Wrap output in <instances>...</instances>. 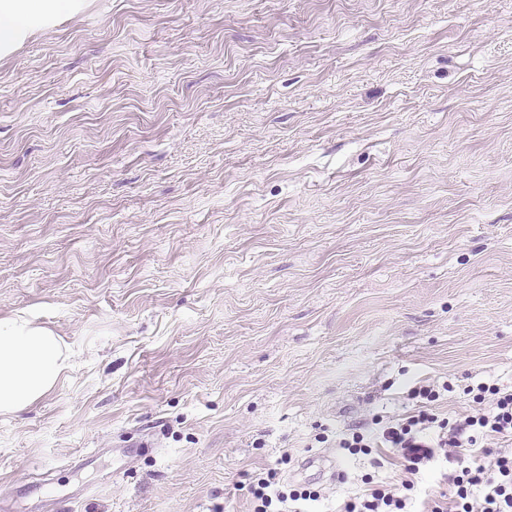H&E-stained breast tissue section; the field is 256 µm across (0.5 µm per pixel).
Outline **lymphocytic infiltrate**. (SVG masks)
Here are the masks:
<instances>
[{
  "label": "lymphocytic infiltrate",
  "mask_w": 512,
  "mask_h": 512,
  "mask_svg": "<svg viewBox=\"0 0 512 512\" xmlns=\"http://www.w3.org/2000/svg\"><path fill=\"white\" fill-rule=\"evenodd\" d=\"M416 405L401 418L377 429L356 428L338 446L349 455L370 456L374 468L392 467L385 481L364 478V488L344 500L339 512H512V390L478 386L474 402L491 400V412L462 418L441 416L433 386L419 385L409 393ZM445 459L452 470L448 489L416 501L412 492L425 469ZM251 512H311L323 492L291 485L277 468L253 475L248 484Z\"/></svg>",
  "instance_id": "f902f5d3"
}]
</instances>
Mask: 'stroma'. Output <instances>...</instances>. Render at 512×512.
Returning a JSON list of instances; mask_svg holds the SVG:
<instances>
[{
    "label": "stroma",
    "mask_w": 512,
    "mask_h": 512,
    "mask_svg": "<svg viewBox=\"0 0 512 512\" xmlns=\"http://www.w3.org/2000/svg\"><path fill=\"white\" fill-rule=\"evenodd\" d=\"M70 366L0 512H249L512 390V0H80L0 56V317ZM251 479L250 512H313L310 508L323 495L322 488L286 483L280 468H265Z\"/></svg>",
    "instance_id": "obj_1"
}]
</instances>
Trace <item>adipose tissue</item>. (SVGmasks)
<instances>
[{
	"mask_svg": "<svg viewBox=\"0 0 512 512\" xmlns=\"http://www.w3.org/2000/svg\"><path fill=\"white\" fill-rule=\"evenodd\" d=\"M74 6V0H0V51ZM69 360V348L50 330L21 316L0 318V414L19 412L43 397Z\"/></svg>",
	"mask_w": 512,
	"mask_h": 512,
	"instance_id": "ef3b65f1",
	"label": "adipose tissue"
}]
</instances>
